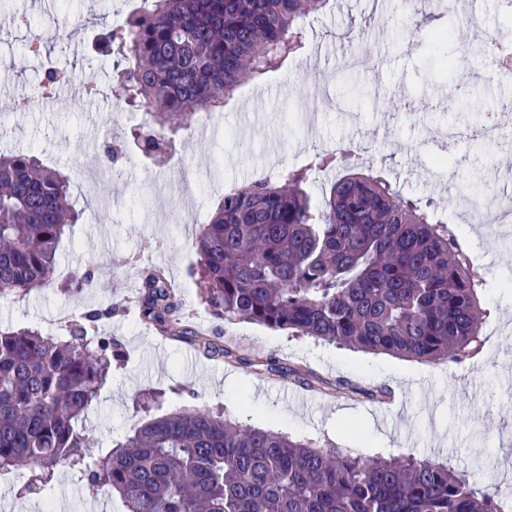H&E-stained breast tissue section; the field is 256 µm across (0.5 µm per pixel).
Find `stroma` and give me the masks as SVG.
<instances>
[{"instance_id": "1", "label": "stroma", "mask_w": 512, "mask_h": 512, "mask_svg": "<svg viewBox=\"0 0 512 512\" xmlns=\"http://www.w3.org/2000/svg\"><path fill=\"white\" fill-rule=\"evenodd\" d=\"M136 0H0V152H32L65 174L83 215L57 250L54 283L24 296L0 295V332L23 328L60 337V317L113 309L98 333L125 352L82 424L89 454L108 453L142 419L133 395L164 391L155 416L177 407L222 409L240 423L316 444L350 448L368 457H431L471 473L481 487L512 501V74L491 53L512 44V23L498 0H471L474 22L451 26L435 0L408 11L403 0H330L302 32L301 52L259 81L247 82L214 113L173 133L170 158L153 162L140 150L109 162L106 145L145 125V111H115L111 101L81 91L48 99L45 109H17L41 72L26 51L30 32L44 37L56 67L85 71L97 63L110 75L113 59L96 52L102 27L121 23ZM26 15L29 30L13 18ZM66 39H59V29ZM479 47L468 87L458 86L443 61ZM446 99L444 111L425 112L428 94ZM400 96L401 108L385 104ZM498 113L499 135L478 130L483 110ZM459 136L441 149L442 133ZM385 168L403 196L432 199L486 282L487 311L479 354L462 364H425L367 353L249 322L224 323L199 298L196 237L225 186L267 169L305 163L316 151L345 141ZM481 202V215L457 208L462 182ZM162 266L179 284L191 323L210 339L232 345V360L209 359L188 341L162 339L141 322L133 298L137 265ZM91 271L93 288L63 285L76 269ZM272 358L285 367H262ZM395 395L380 401L377 391ZM20 469L0 477V512H126L115 492L89 496L60 469L50 499L21 495Z\"/></svg>"}]
</instances>
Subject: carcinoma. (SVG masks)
<instances>
[{"label": "carcinoma", "instance_id": "carcinoma-1", "mask_svg": "<svg viewBox=\"0 0 512 512\" xmlns=\"http://www.w3.org/2000/svg\"><path fill=\"white\" fill-rule=\"evenodd\" d=\"M329 0H141L101 36L125 108L148 107L139 145L171 149L165 131L216 112L246 81L302 48L307 18ZM458 79L473 58L445 60ZM72 70L42 71L45 97ZM348 172L314 204L304 186L320 171ZM80 212L68 178L33 154L0 153V295L53 284L56 252ZM202 303L248 321L367 352L460 364L482 347L483 278L431 200L402 196L377 169L315 153L224 189L197 237ZM139 313L209 357L233 356L192 330L175 285L158 266L138 271ZM112 310L90 311L63 337L0 333V472L25 465L22 492L46 495L59 468L88 493L118 492L127 512H503L471 476L432 459L367 458L349 448L232 422L220 409L178 408L144 418L104 456L86 452L79 426L121 359L92 336Z\"/></svg>", "mask_w": 512, "mask_h": 512}]
</instances>
